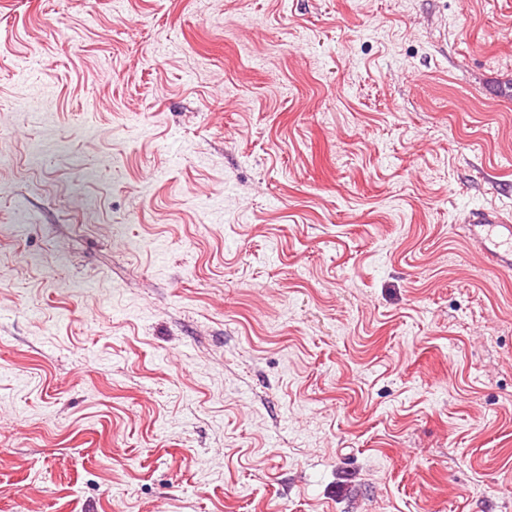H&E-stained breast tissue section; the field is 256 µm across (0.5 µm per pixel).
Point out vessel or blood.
Returning a JSON list of instances; mask_svg holds the SVG:
<instances>
[{
	"label": "vessel or blood",
	"instance_id": "obj_1",
	"mask_svg": "<svg viewBox=\"0 0 512 512\" xmlns=\"http://www.w3.org/2000/svg\"><path fill=\"white\" fill-rule=\"evenodd\" d=\"M468 236L478 245L491 266L512 270L511 221L492 210H474L468 221Z\"/></svg>",
	"mask_w": 512,
	"mask_h": 512
}]
</instances>
